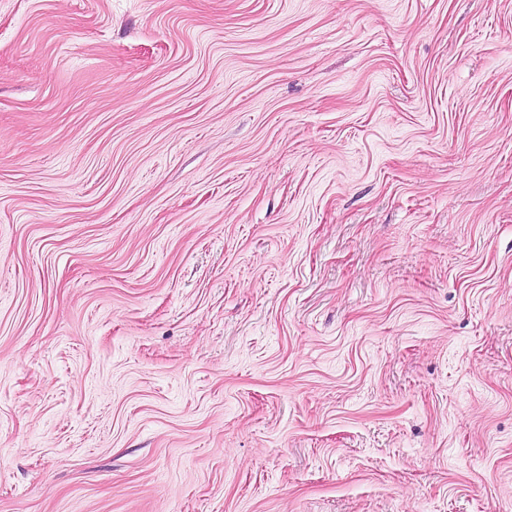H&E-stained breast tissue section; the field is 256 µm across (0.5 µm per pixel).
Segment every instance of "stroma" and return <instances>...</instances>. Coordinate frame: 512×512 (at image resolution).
Returning <instances> with one entry per match:
<instances>
[{
    "instance_id": "35a3bbf8",
    "label": "stroma",
    "mask_w": 512,
    "mask_h": 512,
    "mask_svg": "<svg viewBox=\"0 0 512 512\" xmlns=\"http://www.w3.org/2000/svg\"><path fill=\"white\" fill-rule=\"evenodd\" d=\"M0 512H512V0H0Z\"/></svg>"
}]
</instances>
